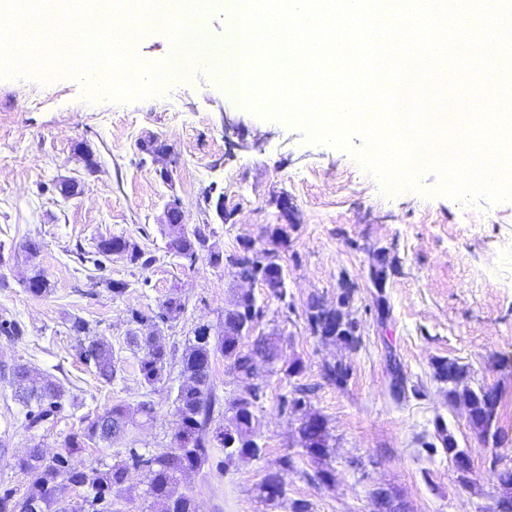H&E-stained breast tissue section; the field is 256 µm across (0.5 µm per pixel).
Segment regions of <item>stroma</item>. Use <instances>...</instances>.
Masks as SVG:
<instances>
[{
	"instance_id": "stroma-1",
	"label": "stroma",
	"mask_w": 512,
	"mask_h": 512,
	"mask_svg": "<svg viewBox=\"0 0 512 512\" xmlns=\"http://www.w3.org/2000/svg\"><path fill=\"white\" fill-rule=\"evenodd\" d=\"M209 53L190 57L179 77L156 95L119 102L90 97L80 77L49 81L40 76L0 78V321H18L22 335L0 332V366L25 364L52 376L65 390L55 416L38 429L21 428L15 384L0 377V440L10 455L34 444L56 454L63 439L86 419L112 405L151 401L153 418L131 426L120 443L89 444L68 459L71 467L105 468L130 451L169 446L179 368L149 389L138 357L126 346L131 309H158L170 293L185 309L159 324L167 346L184 350L196 326L219 329L240 291L249 289L266 317L261 332L276 338L280 358L259 363L265 393L256 411L263 457L236 461L228 470L204 468L186 478L198 512H291L305 500L314 512H371L372 488H388L404 512H488L498 493L491 458L512 468V200H457L437 194V173L421 174L415 188L389 193L378 176L349 149L310 144L301 127L257 115L224 90V17L203 11ZM165 146L159 157L141 151L144 140ZM75 183L62 197L57 183ZM223 194L233 219L222 223L208 201ZM287 195L296 206L285 223L274 200ZM177 201L188 224L214 227L213 243L230 252L244 244L277 245L286 265L283 298L260 284H246L206 257L182 264L168 253L160 231L164 207ZM134 239L156 260L147 267L113 256L102 268L80 262L102 236ZM40 242L26 256L28 240ZM385 256L384 293L390 314L377 322V295L367 277L370 262ZM43 271L47 293L31 296L25 283ZM356 285L351 314L362 346L312 334L305 310L311 298L336 301L341 278ZM111 280L127 283L112 297ZM85 320L120 359L112 382L100 379L78 356L72 319ZM457 360L471 387L503 393L499 425L509 440L495 445L469 427L463 401H449L448 385L435 378L439 363ZM299 361V375L287 374ZM343 361L350 377L336 385L323 376L326 363ZM403 374L405 397L390 390ZM304 387V412L281 411V396ZM324 417L330 433L326 463L330 482L311 480L318 467L301 446L303 414ZM444 421L468 455L469 485H461L445 454H427ZM290 456L285 496L265 502L259 485L279 458Z\"/></svg>"
}]
</instances>
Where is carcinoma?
I'll list each match as a JSON object with an SVG mask.
<instances>
[{"label":"carcinoma","instance_id":"1","mask_svg":"<svg viewBox=\"0 0 512 512\" xmlns=\"http://www.w3.org/2000/svg\"><path fill=\"white\" fill-rule=\"evenodd\" d=\"M167 236L168 252L180 256L184 251L203 250L213 235L214 229L208 224L196 225L191 233L182 232L179 224L164 225ZM95 257L119 256L134 265L146 267L155 260V256L145 252L137 242L125 236L100 237L94 244ZM207 258L211 265L223 267L239 279H257V268L250 255V248L241 252L227 254L220 250H208ZM27 292L34 297L47 292L49 282L45 274L36 271L26 283ZM243 311L226 312L221 330L212 332L208 325H200L193 331L194 343L181 357V374L186 384L181 386L175 398V421L171 446L148 453L129 450V457L112 463L106 469L91 468L77 470L66 466L67 455L81 448L87 442H106L112 444L124 438L129 426L135 423L136 415L146 419L153 418V404L141 402L137 407L115 404L104 413L90 419L82 430L72 434L61 443L62 451L49 457L38 444L28 448L25 454L12 457V468L25 474L28 487L25 494L16 498L10 493L0 495V512H31L30 506L39 505L40 512H78L67 503L65 492L71 487L87 488L85 504L95 509L96 503L106 501L112 494L122 490L129 480L130 472L145 467L150 474L146 497L161 505V512H197L193 494L180 490L183 477L204 467L213 457V450L224 453L222 464L229 467L234 460L250 456L259 458L265 447L258 443L255 409L263 398L264 388L255 383L257 380L255 357L262 355L274 361L278 360V345L271 339L258 336L246 346L243 343L249 330L246 323L255 306L249 295L241 297ZM185 304L178 294L172 292L159 307L156 314L135 310L130 322L141 324L152 319L165 322L174 319L184 311ZM310 330L314 334L332 333L330 339L339 341L352 349L361 346V336L355 331L349 313L340 307L330 308L318 298H312L306 309ZM71 330L80 337L79 357L93 364L96 373L110 382L117 376L119 359L115 356L112 344L105 338L90 334L87 323L81 318L72 320ZM127 346L139 358V372L142 383L150 388L160 383L175 360V350L169 349L161 337L154 334L144 335L136 329L127 332ZM231 360L232 369L237 378L244 383L231 400L224 401L216 393L211 380L212 361L216 355ZM324 377L338 385L349 377L347 366L342 363H328L323 367ZM11 381L18 383L20 390L16 397L25 408L21 426L30 431L52 416L60 405L64 395L63 387L48 377L32 373L24 364L15 365L9 372ZM435 376L448 383V401L464 399L469 406V423L476 433L484 435L492 432L494 443L505 439L498 426V410L502 396L498 389L480 386L473 389L465 384L467 372L454 360H448L436 367ZM307 403L306 392L296 389L289 396L281 398L279 405L284 411H294ZM233 413V423L229 426H213L216 414L224 409ZM299 434L305 452L317 462L326 460L328 455L327 427L315 428L310 421L301 423ZM429 452L438 451L456 459L460 449L455 436L444 425L436 428V440L423 443ZM278 468L267 472L260 484L265 501L275 503L285 496V487L272 491L269 483L272 474H281L294 467L289 456H283L277 462ZM490 470L496 476L501 493L512 501V469L497 468V460L490 463Z\"/></svg>","mask_w":512,"mask_h":512}]
</instances>
